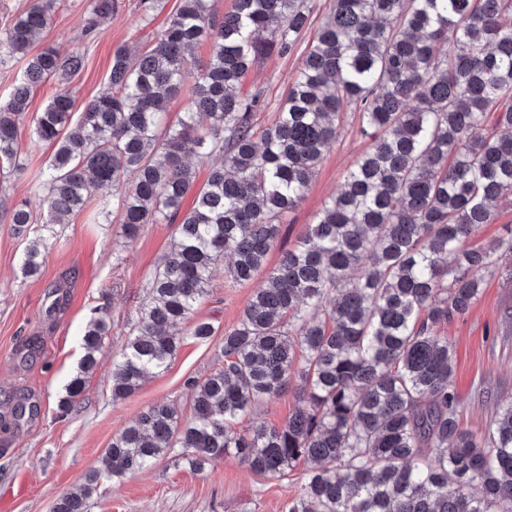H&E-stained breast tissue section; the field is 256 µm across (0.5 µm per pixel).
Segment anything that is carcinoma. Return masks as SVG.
<instances>
[{
  "label": "carcinoma",
  "mask_w": 512,
  "mask_h": 512,
  "mask_svg": "<svg viewBox=\"0 0 512 512\" xmlns=\"http://www.w3.org/2000/svg\"><path fill=\"white\" fill-rule=\"evenodd\" d=\"M309 2L233 0L220 16L213 0H180L151 49L114 51L108 89L81 111L57 95L32 117L35 139L54 146L36 186L47 223H68L110 188L113 202L98 210L120 212L124 245L145 224L177 225L112 363L114 402L166 370L186 338L214 335L195 319L214 272L226 257L225 276L236 283L261 270L342 114L358 112L370 139L341 191L224 329V363L190 383L192 417L181 420L174 402L149 406L112 438L103 472L89 473L53 512H89L102 476L121 478L172 453L199 470L232 453L265 477L308 463L287 512H512V396L499 399L483 433L461 428L454 349L438 334L477 300L474 270L494 266L501 249L512 253V238L465 247L512 197V0H330L274 121L261 129L255 116L265 100L242 96V81L257 59L296 49ZM57 3L33 0L14 19L0 38V64L29 53ZM116 7L88 0L85 33ZM263 32L272 40H259ZM202 41L209 59L161 135L166 103ZM441 43L448 51L439 54ZM85 62L80 48L33 56L0 105L1 162L20 153L19 124L36 89L73 78ZM192 155L220 158L200 185ZM12 224L29 235L27 203L14 206ZM40 267L34 244L22 270ZM110 330L107 307L93 309L61 415L78 402ZM298 358L302 405L288 422L241 427L288 387Z\"/></svg>",
  "instance_id": "cac0c4a2"
}]
</instances>
